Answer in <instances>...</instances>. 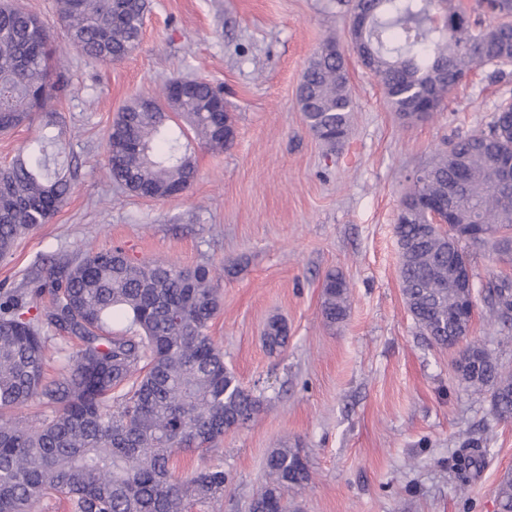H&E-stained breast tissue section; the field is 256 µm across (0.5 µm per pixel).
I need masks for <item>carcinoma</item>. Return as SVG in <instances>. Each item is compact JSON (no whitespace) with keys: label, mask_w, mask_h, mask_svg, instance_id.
Returning <instances> with one entry per match:
<instances>
[{"label":"carcinoma","mask_w":512,"mask_h":512,"mask_svg":"<svg viewBox=\"0 0 512 512\" xmlns=\"http://www.w3.org/2000/svg\"><path fill=\"white\" fill-rule=\"evenodd\" d=\"M496 21L470 23L454 0H354L369 16L358 59L378 79L390 109L404 120L430 114L417 100L434 96L440 108L448 91L472 67L512 64V0H487ZM441 10L447 28L430 15ZM146 0H58L60 26L82 55L120 62L141 40ZM51 29L35 15L0 3V132L40 115L55 125L52 99L61 91L51 51ZM324 42L307 66L298 99L310 133L328 146L348 134L353 97L343 55ZM168 82L161 95L131 99L106 133L107 174L132 194L163 200L190 189L196 168L170 122H186L212 150L224 139L220 88L191 81L190 91ZM0 169V259L39 224L50 223L71 190L48 147ZM512 157V102L502 103L488 129L453 142L413 178L395 224L402 293L415 323L438 345L465 343L456 363L461 381L491 393L499 420L512 418V373L475 341L448 326V313L464 300L448 282V264L468 260L461 236L432 227L419 210L423 201L455 192L460 220H474L480 244L501 253L512 241V188L496 180ZM50 303L38 305L43 294ZM322 314L343 321L348 286L339 274L323 283ZM502 324L512 326V281L488 289ZM221 308L219 284L206 265L193 268L165 260L134 263L116 247L88 253L77 263L51 270L23 291L0 290V512H34L47 496L69 499L75 512H189L224 496L221 464L177 476L173 458L204 454L228 432L254 418L260 397L244 388L208 335ZM125 330L114 334L112 324ZM76 338L70 366L45 380L46 345ZM265 346L274 353L287 327L271 320ZM123 388L112 406V392ZM37 402L43 418L31 425L14 411ZM480 452L458 457L467 479L480 471ZM267 478L249 512H290L288 491L311 480L299 448L272 450ZM500 512H512V478L499 485Z\"/></svg>","instance_id":"obj_1"}]
</instances>
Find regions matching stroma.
I'll use <instances>...</instances> for the list:
<instances>
[{
    "label": "stroma",
    "instance_id": "stroma-1",
    "mask_svg": "<svg viewBox=\"0 0 512 512\" xmlns=\"http://www.w3.org/2000/svg\"><path fill=\"white\" fill-rule=\"evenodd\" d=\"M54 30L66 97L55 105L54 151L73 175L48 224L0 259V288H24L50 268L119 247L135 261L207 265L221 274L222 308L209 334L263 405L206 456H180L184 475L220 463L224 498L190 512H248L281 445L303 448L314 479L295 496L302 512H499L512 476V419H496L487 390L455 371L457 349L415 324L401 290L394 232L410 178L446 143L487 129L512 100V65L474 66L426 121L403 123L348 39L349 0H147L138 47L104 65L77 52L57 26L56 0H20ZM346 61L354 101L348 137L328 147L307 129L297 91L328 38ZM223 88L235 137L221 151L193 133L191 188L151 200L118 187L105 169V136L137 95L171 79ZM474 283L470 339L512 371V329L487 303L488 282L512 280V258L468 245ZM341 274L349 312L321 315L322 282ZM285 321L269 353L267 323ZM479 440L483 465L461 482L455 460ZM287 327L285 322L280 319L271 320L265 330V346L270 353H274L282 348L287 339Z\"/></svg>",
    "mask_w": 512,
    "mask_h": 512
}]
</instances>
